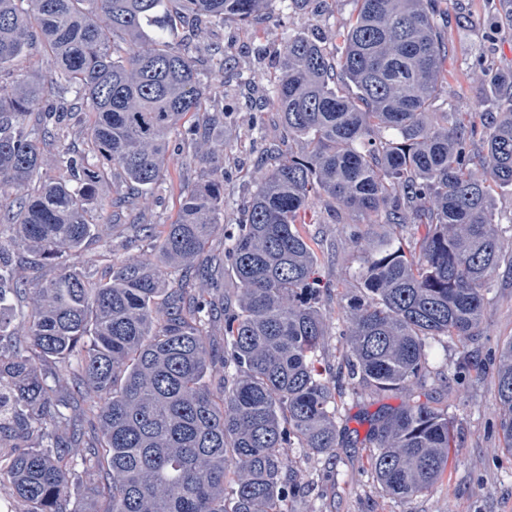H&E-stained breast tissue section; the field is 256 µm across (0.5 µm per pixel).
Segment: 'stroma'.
Here are the masks:
<instances>
[{"instance_id": "35a3bbf8", "label": "stroma", "mask_w": 512, "mask_h": 512, "mask_svg": "<svg viewBox=\"0 0 512 512\" xmlns=\"http://www.w3.org/2000/svg\"><path fill=\"white\" fill-rule=\"evenodd\" d=\"M445 13L437 24L452 56L448 63L449 92L435 102L437 112H491L493 103L485 100L479 72L512 68V22L500 15L499 0H447ZM354 10L352 0H310L297 9L291 0H272L267 21L271 32L262 41L265 61L261 67L263 85H271L277 70L274 60L288 34L308 32L313 27L336 29L346 25ZM238 98L240 108L224 123V152L215 164L224 171V229L209 241L211 258L224 256V236L234 232L239 209L254 189L255 159L262 148L263 134H274L279 117L260 111L259 100L242 77L232 72L213 78L207 85L208 110L223 109L228 98ZM198 168L169 166L165 182L156 190L153 203L142 210L140 219L148 224L172 223L178 214L181 188L195 180ZM303 230L318 243L316 275L321 299L334 329L319 359L324 366L340 363L348 346L340 331L344 325L341 299L355 294L357 281L352 273L358 267L357 252L344 242L341 225L335 224L322 204H315L302 216ZM111 255H104L99 242L86 244L84 256L91 260L93 275H101L106 264L156 254V247L135 242L126 217H118L109 232ZM484 334L470 348L477 360L496 350L502 339L512 336V277L498 276L489 295L482 322ZM493 367H486L482 380H465L441 385L430 383L413 388V395H427L431 405L454 414L462 432L463 444L448 475L428 494L402 502L386 496L368 472L369 451L363 440L370 420L379 409L395 408L405 395L390 392L374 399L344 393L336 400L338 423L345 428L349 446L337 449L335 456H313L305 449L288 451L303 479L312 481L310 492L284 502L285 512H512V456L499 450L498 418L495 410Z\"/></svg>"}]
</instances>
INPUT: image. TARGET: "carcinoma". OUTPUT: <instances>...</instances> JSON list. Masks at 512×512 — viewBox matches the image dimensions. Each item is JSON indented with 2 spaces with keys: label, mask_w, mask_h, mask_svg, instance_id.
Masks as SVG:
<instances>
[{
  "label": "carcinoma",
  "mask_w": 512,
  "mask_h": 512,
  "mask_svg": "<svg viewBox=\"0 0 512 512\" xmlns=\"http://www.w3.org/2000/svg\"><path fill=\"white\" fill-rule=\"evenodd\" d=\"M271 0H0V337L14 302L30 299L24 341L0 343V435L11 440L13 494L27 512L69 508L73 448L82 419L64 409L43 366L64 363L103 443L84 470L103 512H284L306 485L286 455H334L345 445L336 385L316 358L329 335L316 256L299 218L316 199L351 224L360 294L342 305L349 350L339 380L355 395L407 391L430 376L431 341L481 335L487 295L504 265L512 273V225L495 223L491 191L512 188V71L484 78L496 111L433 112L448 93V47L437 32L442 0H354L325 43L288 34L264 104L283 136L265 152L238 232L224 246L235 297L203 253L224 223V172L213 166L232 110L201 111L209 68L240 64L212 40L226 20L261 23ZM33 49L46 73H24ZM196 117L186 129L188 115ZM88 117V152L43 172L41 145L62 122ZM176 165L199 167L170 224H134L135 240L159 238L160 259L112 265L95 281L67 264L96 239L110 204L107 176L125 184L115 206L133 212L164 180L170 140ZM305 151L285 152L284 142ZM363 224L416 230L406 256ZM50 278L22 279L26 254ZM223 310L224 349L203 332ZM465 352L448 383L472 365ZM223 373L213 376L212 366ZM495 402L502 451L512 455V337L498 350ZM378 485L409 501L447 473L461 446L448 412L408 399L381 409L365 438Z\"/></svg>",
  "instance_id": "carcinoma-1"
}]
</instances>
